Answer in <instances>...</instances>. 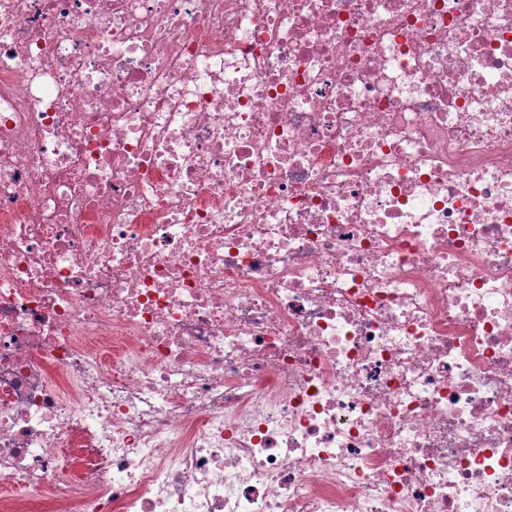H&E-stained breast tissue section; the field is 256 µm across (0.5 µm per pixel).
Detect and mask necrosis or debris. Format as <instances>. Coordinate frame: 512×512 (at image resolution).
Listing matches in <instances>:
<instances>
[{"label": "necrosis or debris", "instance_id": "obj_1", "mask_svg": "<svg viewBox=\"0 0 512 512\" xmlns=\"http://www.w3.org/2000/svg\"><path fill=\"white\" fill-rule=\"evenodd\" d=\"M512 512V0H0V512Z\"/></svg>", "mask_w": 512, "mask_h": 512}]
</instances>
